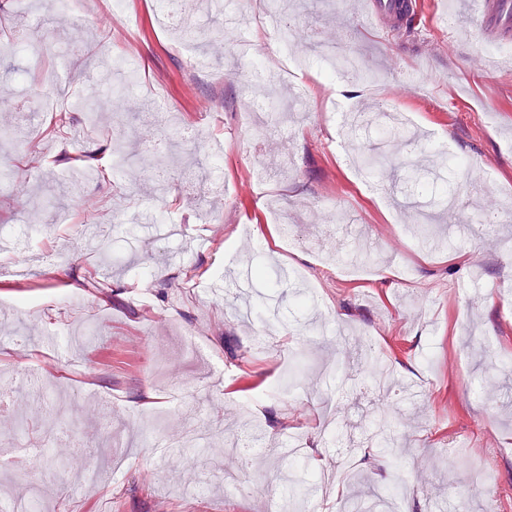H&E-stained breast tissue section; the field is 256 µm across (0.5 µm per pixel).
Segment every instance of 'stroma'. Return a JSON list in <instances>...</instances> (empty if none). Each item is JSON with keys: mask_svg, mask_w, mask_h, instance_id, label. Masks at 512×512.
<instances>
[{"mask_svg": "<svg viewBox=\"0 0 512 512\" xmlns=\"http://www.w3.org/2000/svg\"><path fill=\"white\" fill-rule=\"evenodd\" d=\"M359 2L289 11L300 63L279 80L265 0L193 4L184 19L160 0H126L127 24L109 34L97 6L0 0V31L26 46L0 62V240L25 268L15 276L0 255V410L17 416L0 431L16 460L0 466V502L253 512L274 492L305 497L307 512H339L317 479L322 458L349 447L384 512H512V253L471 232L512 195V79L481 69L486 56L512 61V42L480 40L457 0H416L413 29L365 16ZM323 40L361 57L365 76L322 81ZM56 65L60 88L79 97L117 84L120 69L135 77L132 97L159 86L165 99L150 110L178 113L181 125L149 123L126 104L69 112L55 131L22 78ZM252 97L267 130L241 120ZM270 141L278 153H266ZM34 143L46 151L31 153ZM373 146L391 162L368 189L355 170ZM78 152L100 157L101 173L58 160ZM117 154L134 165L115 170ZM275 212L287 213L297 245L284 244ZM90 223L112 248L98 290L87 282L100 266ZM356 251L372 275L328 263ZM233 259L257 273L246 323L233 297L210 291ZM284 268L293 280L280 279ZM375 359L393 375L384 399L369 389ZM383 416L409 444L401 461L367 439ZM329 417L343 431L331 442L320 431ZM253 425L262 446L225 485L224 440ZM298 432L303 459L273 455ZM484 463L492 481L472 486L470 466Z\"/></svg>", "mask_w": 512, "mask_h": 512, "instance_id": "1", "label": "stroma"}]
</instances>
